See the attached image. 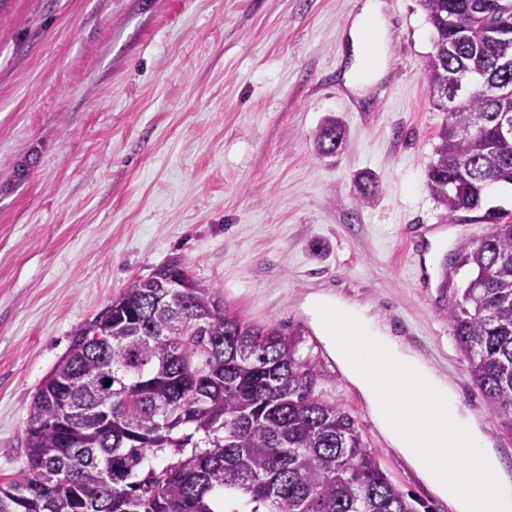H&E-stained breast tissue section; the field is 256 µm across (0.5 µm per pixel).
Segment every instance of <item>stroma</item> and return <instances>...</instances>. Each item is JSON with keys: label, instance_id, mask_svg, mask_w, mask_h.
Wrapping results in <instances>:
<instances>
[{"label": "stroma", "instance_id": "1", "mask_svg": "<svg viewBox=\"0 0 512 512\" xmlns=\"http://www.w3.org/2000/svg\"><path fill=\"white\" fill-rule=\"evenodd\" d=\"M385 68L363 89L350 31L365 0H0V482L26 465L33 395L74 330L170 260L227 314L300 337L315 392L357 423L415 512H451L376 427L303 311L372 305L454 386L499 456L512 433L473 385L446 313L402 243L443 209L427 185L445 112L419 0H380ZM329 115L341 150L317 153ZM369 172L378 193L357 199Z\"/></svg>", "mask_w": 512, "mask_h": 512}]
</instances>
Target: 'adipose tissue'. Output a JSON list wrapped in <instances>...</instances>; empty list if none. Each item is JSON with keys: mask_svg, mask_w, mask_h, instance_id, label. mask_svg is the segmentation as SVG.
Wrapping results in <instances>:
<instances>
[{"mask_svg": "<svg viewBox=\"0 0 512 512\" xmlns=\"http://www.w3.org/2000/svg\"><path fill=\"white\" fill-rule=\"evenodd\" d=\"M380 8L367 0L351 30L358 83L375 78L384 63L388 29ZM304 310L375 425L436 496L456 512H512V479L445 377L369 307L318 293Z\"/></svg>", "mask_w": 512, "mask_h": 512, "instance_id": "1", "label": "adipose tissue"}]
</instances>
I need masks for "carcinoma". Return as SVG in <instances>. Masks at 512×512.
<instances>
[{
    "label": "carcinoma",
    "instance_id": "cac0c4a2",
    "mask_svg": "<svg viewBox=\"0 0 512 512\" xmlns=\"http://www.w3.org/2000/svg\"><path fill=\"white\" fill-rule=\"evenodd\" d=\"M433 29L425 71L447 113L428 170L450 223L512 185V0H420ZM318 152L343 144L328 115ZM464 245L474 271L448 327L470 378L512 431V220ZM176 261L133 281L108 306L112 324L75 329L36 391L20 479L0 484V512H414L364 445L353 417L315 394L321 373L297 356L299 338L224 313L220 290L188 278L164 287ZM111 380L105 386V380ZM191 448L184 455L185 448ZM179 459L145 467L148 452Z\"/></svg>",
    "mask_w": 512,
    "mask_h": 512
}]
</instances>
